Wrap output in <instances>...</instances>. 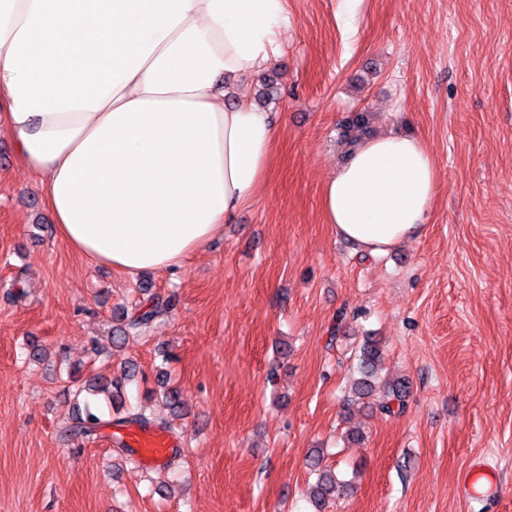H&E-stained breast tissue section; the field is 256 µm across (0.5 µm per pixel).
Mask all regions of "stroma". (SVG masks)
Instances as JSON below:
<instances>
[{
    "mask_svg": "<svg viewBox=\"0 0 512 512\" xmlns=\"http://www.w3.org/2000/svg\"><path fill=\"white\" fill-rule=\"evenodd\" d=\"M288 15L240 87L279 88L268 182L177 270L131 277L70 250L0 132V512H314L315 448L354 482L328 512H512V0H288ZM355 112L420 136L439 171L426 232L383 256L321 213ZM171 296L113 346L122 312ZM368 332L384 375L410 383L403 412L344 406ZM131 362L120 410L96 403L104 426L63 441L77 386ZM135 413L173 440L161 465L122 446ZM354 427L364 442L344 439ZM476 465L488 477L464 489Z\"/></svg>",
    "mask_w": 512,
    "mask_h": 512,
    "instance_id": "stroma-1",
    "label": "stroma"
}]
</instances>
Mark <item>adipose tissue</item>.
Instances as JSON below:
<instances>
[{
  "label": "adipose tissue",
  "mask_w": 512,
  "mask_h": 512,
  "mask_svg": "<svg viewBox=\"0 0 512 512\" xmlns=\"http://www.w3.org/2000/svg\"><path fill=\"white\" fill-rule=\"evenodd\" d=\"M287 26V0H0V131L73 250L172 271L258 196L277 131L236 92ZM438 180L421 138H362L324 220L388 253L424 232Z\"/></svg>",
  "instance_id": "adipose-tissue-1"
}]
</instances>
